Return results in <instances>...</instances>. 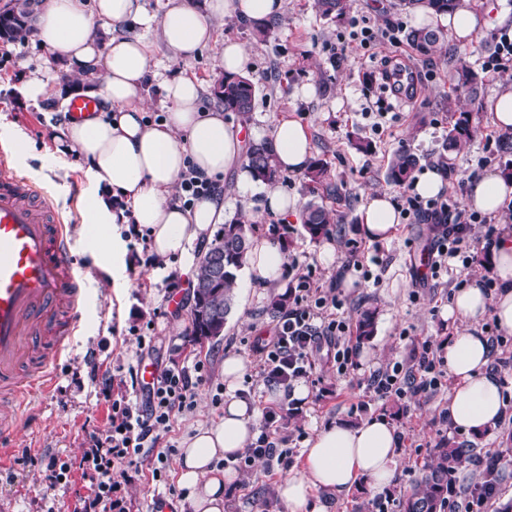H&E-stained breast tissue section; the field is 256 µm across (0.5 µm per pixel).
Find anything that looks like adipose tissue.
<instances>
[{
	"label": "adipose tissue",
	"mask_w": 512,
	"mask_h": 512,
	"mask_svg": "<svg viewBox=\"0 0 512 512\" xmlns=\"http://www.w3.org/2000/svg\"><path fill=\"white\" fill-rule=\"evenodd\" d=\"M282 12L283 0H168L158 16L149 14L141 0H38L32 36L48 61L62 63L63 79L52 85L42 68L29 71L21 90L24 99L38 104L61 95L85 96L100 103L88 119L54 126L52 136L56 156L72 154L81 162L88 184L79 206L82 235L98 265H124L126 244L113 227L131 222L147 230L149 251L157 259L174 258L182 261L184 271L192 270V247L211 240L225 217L220 195L199 198L187 207L175 201L181 178L191 169L219 183L230 169H238L235 189L249 219L268 212L298 216L297 194L276 184L257 185L244 169L246 142L240 127L226 122L223 112L201 108L203 88L197 80L152 68L154 45L146 36L158 29L172 61L185 62L210 44L215 18L260 27ZM98 20L107 26L108 39H99L94 27ZM417 20L445 26L464 43L492 23L488 14L464 6L451 14L421 11ZM151 83L161 89L165 111L155 124L145 119L151 101L144 90ZM268 144L280 170H306L311 146L300 123L277 121ZM510 201L512 180L494 172L473 180L464 198L467 209L488 215L501 214ZM360 220L368 239L384 242L392 238L400 216L387 195L375 194L366 198ZM487 257L496 290L486 292L475 281L456 290L447 318L458 328L443 348L453 380L448 423L475 434L493 431L506 416L501 383L490 367L491 348L479 325L490 315L503 332L512 334V231L495 238ZM285 262L278 242L252 238L247 277L265 287L273 285ZM245 372L241 357L225 358L224 415L197 429L181 450L179 482L192 512H227L224 490L236 474L216 463L235 459L258 434L253 404L237 393ZM399 446L395 426L384 418L321 425L304 443L300 473L279 484V495L290 512H323L316 494L345 495L362 484L384 491L400 464Z\"/></svg>",
	"instance_id": "adipose-tissue-1"
}]
</instances>
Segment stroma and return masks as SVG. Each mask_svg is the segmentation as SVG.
I'll return each instance as SVG.
<instances>
[{
    "mask_svg": "<svg viewBox=\"0 0 512 512\" xmlns=\"http://www.w3.org/2000/svg\"><path fill=\"white\" fill-rule=\"evenodd\" d=\"M395 2L348 0L345 18L331 21L317 14L314 0H285L278 27L263 41L256 39L248 24L224 18L214 23L217 43L231 39L249 48L247 72L256 87L249 115L240 118L229 112L226 120L242 121L262 134L282 118L299 122L308 132L313 158L326 163L331 173L328 186L312 183L302 173H283L279 181L301 202L323 204L336 214L338 222L331 225L329 235L310 239L299 223L274 215L255 220L254 233L288 241L280 278L282 288H296L305 277L311 287L336 294L342 303L338 315L348 326L346 338L355 358L353 368L341 374L325 352L313 354L309 403L292 410L287 399L279 401L287 410L288 424L278 428L277 435L286 439L293 455L281 464L258 460L248 471L239 473L237 480L225 488L229 512H289L277 487L283 479L300 472L298 452L312 436L313 422H356L368 416H384L395 425L401 440L397 473L382 493L363 486L349 495L325 499L326 512H373L380 500L388 512H398L403 490L416 482L424 459L444 441L474 449L470 466L478 474L486 458L500 455V496L505 501L512 499V416L488 436L449 427L445 409L452 380L448 377L436 390L401 399H380L367 390V380L377 369L397 362L416 369L422 344H429L434 355H441L443 345L455 332L454 324L444 319L443 313L459 282L487 277L489 271L486 256L478 249L472 253L468 270L444 272L437 279L416 282L414 273L436 233L432 220L401 218L390 241L373 242L360 230L359 209L365 197L374 193L387 194L394 207H402L403 186L387 178L388 162L397 152L417 156L416 171L420 174L446 164L448 173L443 177L441 194L458 200L464 197L458 183L477 162H484L486 169L501 171L505 163L497 148L501 130L488 110L478 112L477 131L464 150H447L449 126L459 110L470 106L452 74L463 64L480 71L482 97L486 100L512 85V72L494 76L483 70V62L495 45L496 32L492 29L467 44L447 40L429 56L403 41L395 46L354 43L345 57H337L336 43L339 36L348 33L350 19L366 21L375 28L392 23L402 24L407 30L415 28L414 14L399 11ZM43 55L40 44L30 38L0 41V56L6 61L0 68V114L22 127L29 138L26 160L10 161L9 166L48 193L72 240L73 262L86 276L89 303L67 353L55 367L51 392L38 395L26 409L22 436L9 466L15 479L0 484V512H73L78 495L88 494L89 483L82 479L80 469H73L67 481L53 485L45 480L40 465L22 463L21 457L28 451L39 457L56 455L76 462L89 437L109 434L111 405L128 396L129 391L117 385L111 395L102 394L92 380L93 372L125 371L144 361L160 371L201 360L206 372L196 389L193 408L177 415L169 430L161 432L154 454L138 459L137 471L125 490L131 512H148L149 504L159 497L169 502L172 512H183L186 501L178 482L181 448L197 428L222 417V364L229 355L249 358L254 337L272 327L276 316L268 309L271 291L238 279L235 306L223 337L197 345L190 336L191 280L182 274L177 283L168 280L169 271H178L179 262H171L169 271L156 270L145 262L143 240L128 238V258L121 272L125 286L113 288L111 270L96 265L79 233L78 203L84 183L78 160L71 155L54 167L43 165L46 153L54 148L48 126L62 120L58 103L49 100L34 105L20 94L29 66L40 63ZM390 58L409 63L417 74L419 92L410 103H397L374 82ZM153 62L168 68L170 74L195 76L205 87L203 107L217 109L211 94L214 82L221 77L215 66V46L204 48L194 59L181 64L170 63L166 51L160 48ZM308 83L317 88L311 99L300 95L301 87ZM379 111L384 114L380 120L375 117ZM377 121L382 123V131H375L373 124ZM353 136L368 140L371 152L352 148L349 139ZM327 245L336 255L331 268L319 257ZM345 273L356 280V287H342L341 276ZM173 294L179 297L174 304L169 301ZM366 311L375 316L374 334L361 342L356 327ZM140 336L151 337V348L138 347L136 339ZM161 454L167 457L166 479L157 482L152 470Z\"/></svg>",
    "mask_w": 512,
    "mask_h": 512,
    "instance_id": "1",
    "label": "stroma"
}]
</instances>
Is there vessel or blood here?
Instances as JSON below:
<instances>
[{"instance_id": "b4317fda", "label": "vessel or blood", "mask_w": 512, "mask_h": 512, "mask_svg": "<svg viewBox=\"0 0 512 512\" xmlns=\"http://www.w3.org/2000/svg\"><path fill=\"white\" fill-rule=\"evenodd\" d=\"M8 156L0 147V470L28 400L52 387L87 302L65 227L47 220L52 202L10 172Z\"/></svg>"}]
</instances>
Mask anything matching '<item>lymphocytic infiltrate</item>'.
<instances>
[{"label":"lymphocytic infiltrate","instance_id":"f902f5d3","mask_svg":"<svg viewBox=\"0 0 512 512\" xmlns=\"http://www.w3.org/2000/svg\"><path fill=\"white\" fill-rule=\"evenodd\" d=\"M406 204V215L433 218L440 227L432 252L433 272L446 270L455 262L469 265L471 229L480 221L477 214L460 209L458 202L450 197L425 201L410 196ZM340 307L336 296L311 288L309 281H300L292 305L281 312L269 335L257 339L252 346L258 376L287 388L295 380L309 378L312 354L324 342L336 347L338 370L347 372L352 351L341 346L340 338L347 327L336 317ZM430 353V348H423L414 371L400 364L374 371L368 379L369 391L385 398L437 389L443 372ZM205 369L200 360L190 367L170 368L160 375L141 402L113 401L111 435L93 439L75 465L90 481V492L81 498L76 512H128L121 490L131 480L129 468L134 457L142 455L144 449L155 447L159 429L169 428L177 413L193 406L192 378L203 375ZM277 417L275 409L263 408L261 433L241 456V466H250L258 459H287L288 449L278 447L271 437ZM43 465L49 479L57 483L67 479L75 467L56 456L45 459Z\"/></svg>","mask_w":512,"mask_h":512}]
</instances>
